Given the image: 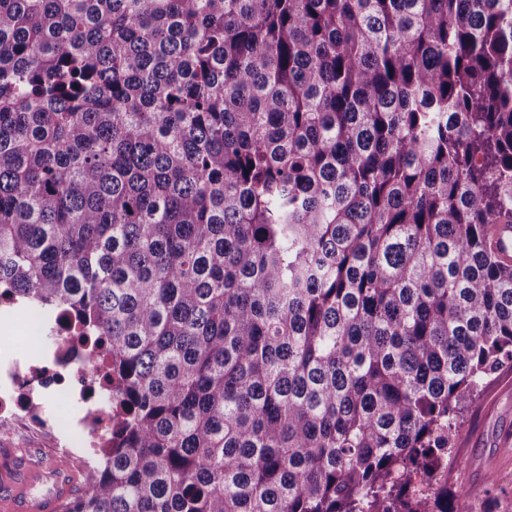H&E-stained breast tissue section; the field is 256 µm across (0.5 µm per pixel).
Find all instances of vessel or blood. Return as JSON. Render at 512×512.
I'll return each mask as SVG.
<instances>
[{"label":"vessel or blood","instance_id":"obj_1","mask_svg":"<svg viewBox=\"0 0 512 512\" xmlns=\"http://www.w3.org/2000/svg\"><path fill=\"white\" fill-rule=\"evenodd\" d=\"M68 465L63 456L26 460V483L0 501V507L5 512H58L72 490V480L64 475Z\"/></svg>","mask_w":512,"mask_h":512}]
</instances>
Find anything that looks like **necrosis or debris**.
<instances>
[{"mask_svg":"<svg viewBox=\"0 0 512 512\" xmlns=\"http://www.w3.org/2000/svg\"><path fill=\"white\" fill-rule=\"evenodd\" d=\"M103 365H90L84 348L76 344L72 330L59 331L58 343L33 357H0V420L40 421L39 408L47 397L65 393L75 410L64 433L58 434L61 448L72 457L94 462L96 450L112 427V405L101 398L96 380L106 373Z\"/></svg>","mask_w":512,"mask_h":512,"instance_id":"necrosis-or-debris-1","label":"necrosis or debris"}]
</instances>
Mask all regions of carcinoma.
I'll list each match as a JSON object with an SVG mask.
<instances>
[{"instance_id": "obj_1", "label": "carcinoma", "mask_w": 512, "mask_h": 512, "mask_svg": "<svg viewBox=\"0 0 512 512\" xmlns=\"http://www.w3.org/2000/svg\"><path fill=\"white\" fill-rule=\"evenodd\" d=\"M501 224L512 0H0V300L112 366L61 512H460Z\"/></svg>"}]
</instances>
